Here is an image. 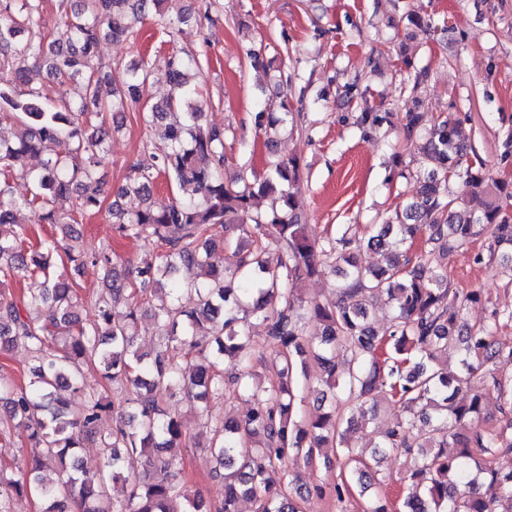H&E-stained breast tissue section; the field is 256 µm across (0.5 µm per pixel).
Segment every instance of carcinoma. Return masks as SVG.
Here are the masks:
<instances>
[{"mask_svg":"<svg viewBox=\"0 0 512 512\" xmlns=\"http://www.w3.org/2000/svg\"><path fill=\"white\" fill-rule=\"evenodd\" d=\"M161 2L81 0L61 31L50 33L41 23L42 0H0V125H16L12 136L0 133V285L43 279L36 294L0 292V354L21 346L32 355L27 384L0 373V428L39 449L24 466L0 458V512H12L11 500L20 496L36 499L40 512H70V503L80 512H238L244 499L256 512H299L313 496L329 497L346 512L348 481L304 483L288 471V462L309 463L322 448L340 449L362 494L375 485L380 457L399 451L412 459L401 477L409 491L400 512H512V471L496 465L497 456L512 453V382L493 369L512 362V344L495 338L498 327L512 323V310L455 286L435 257L438 247L467 255L482 239L486 252L475 259L501 258L512 283V216L503 207L512 200V180L487 177L458 117L440 115L428 126L423 113L405 112L403 148H417L419 166L403 164L399 152L393 162L398 177L419 183L415 200L365 234L349 226L316 240L307 233L298 158L270 154L266 176L251 172L224 182V137L204 126L191 81L200 62L172 54L165 65L179 95L142 106L141 122L159 142L149 140L145 158L119 190L138 194L143 206L129 211L114 200L108 207L113 232L145 243L136 276L116 271L111 246L89 254L72 243L76 216L94 215L104 203L95 167L111 127L99 84L111 82L112 101L137 103L150 77L147 62L86 72L99 42L133 36L131 15L154 18L171 34L210 19L216 4L204 0L203 11L169 18L160 13ZM31 61L43 63L59 86L84 77V98L55 102L35 90L20 94ZM280 108L254 113L269 149L293 122L288 100ZM384 121L367 106L358 116L370 130ZM57 140L66 142L64 154L41 157L44 145ZM32 157L40 163L28 165ZM161 174L184 197L155 199ZM15 175L28 182L30 195L13 196ZM451 181L467 185L466 197H452ZM259 197L270 198L263 211L254 207ZM21 210L37 224L57 227L61 237L27 244L29 227L16 218ZM218 246L227 253L222 267L212 261ZM272 246L280 252L274 266L267 259ZM364 249L386 254V266H360ZM65 261L75 271L88 263L99 267L106 288L86 300L76 280L58 270ZM326 269L340 276L338 296L305 302L298 284ZM182 292L195 295L196 306L181 307ZM383 295L392 317L381 336L369 306ZM121 299L127 312L116 320L112 310ZM481 301L490 305L487 322L464 324L463 311ZM45 303L56 314L41 317ZM144 312L158 327L157 343L145 354L135 333ZM255 321L276 343L268 387L253 362ZM312 321L321 332L310 336ZM450 352L457 357L453 370L440 362ZM310 360L318 368L316 402L337 397L354 403V413L333 406L308 420L297 416L296 393L300 380L310 383ZM88 368L101 371L104 385L125 388V406H115L103 389L84 392ZM81 392L84 405L74 414L70 400ZM228 393L253 406L238 419L206 413L204 403ZM176 396L196 403L210 429L208 448L224 469V499L215 504L189 493L181 464L161 457L186 442L182 416L161 407ZM381 401L401 415L368 455L348 434L355 414L372 415ZM491 406L505 425L486 424ZM88 444L104 457L93 473L80 468L76 453ZM138 459L143 473L123 475ZM120 479L128 492L116 500L111 486ZM365 512H395V506L374 495Z\"/></svg>","mask_w":512,"mask_h":512,"instance_id":"1","label":"carcinoma"}]
</instances>
